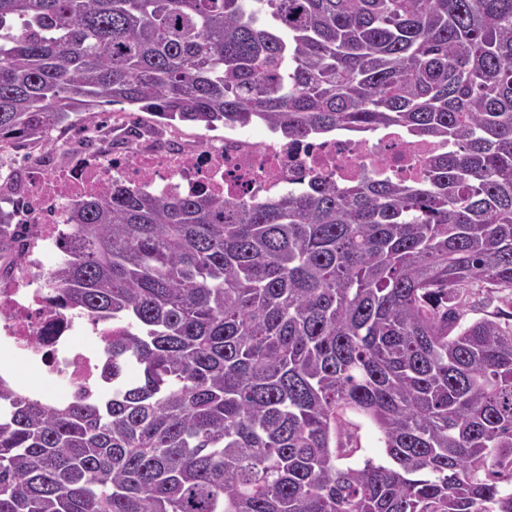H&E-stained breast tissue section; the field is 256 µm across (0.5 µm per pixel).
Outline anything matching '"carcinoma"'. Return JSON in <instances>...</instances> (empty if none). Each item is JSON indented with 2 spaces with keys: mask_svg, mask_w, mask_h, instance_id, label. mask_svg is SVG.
Returning a JSON list of instances; mask_svg holds the SVG:
<instances>
[{
  "mask_svg": "<svg viewBox=\"0 0 512 512\" xmlns=\"http://www.w3.org/2000/svg\"><path fill=\"white\" fill-rule=\"evenodd\" d=\"M117 104L451 150L408 180L74 204L43 276L112 327V392L0 380V512H512V325L463 322L469 289L512 288V0H0V145ZM349 410L388 464H341Z\"/></svg>",
  "mask_w": 512,
  "mask_h": 512,
  "instance_id": "cac0c4a2",
  "label": "carcinoma"
}]
</instances>
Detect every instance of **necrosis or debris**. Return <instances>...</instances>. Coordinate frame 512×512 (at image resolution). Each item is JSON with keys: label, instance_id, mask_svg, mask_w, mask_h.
Listing matches in <instances>:
<instances>
[{"label": "necrosis or debris", "instance_id": "1", "mask_svg": "<svg viewBox=\"0 0 512 512\" xmlns=\"http://www.w3.org/2000/svg\"><path fill=\"white\" fill-rule=\"evenodd\" d=\"M100 146L65 166L49 153L30 154L21 167L6 166L0 193L11 198L16 231L0 238V364L21 363L44 379L62 382L69 397L92 391L111 339L79 345L82 324L63 307L43 278L61 257L69 207L119 180L166 196L205 188L224 195L264 199L303 187L318 175L345 185L366 175L418 176L426 160L446 144L401 129L361 135L339 130L294 143L267 134L257 140L228 128L219 140L161 136L131 125L124 115L109 128H85Z\"/></svg>", "mask_w": 512, "mask_h": 512}]
</instances>
